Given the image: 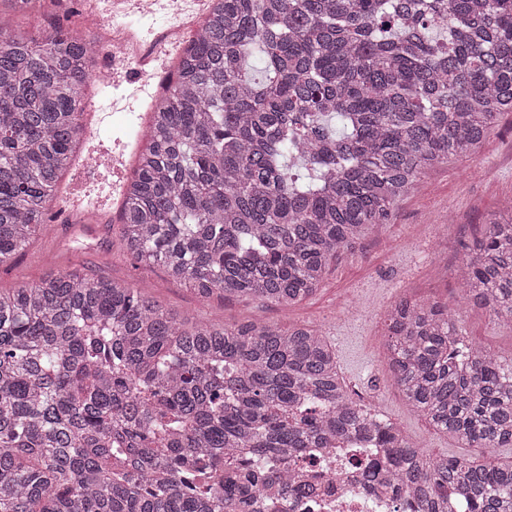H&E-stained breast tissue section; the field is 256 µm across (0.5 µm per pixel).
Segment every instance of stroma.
Wrapping results in <instances>:
<instances>
[{"label":"stroma","instance_id":"1","mask_svg":"<svg viewBox=\"0 0 512 512\" xmlns=\"http://www.w3.org/2000/svg\"><path fill=\"white\" fill-rule=\"evenodd\" d=\"M174 63V54L168 53L146 72L133 75L121 69L88 89L86 111L113 108L117 114L100 134L85 133L83 147H104L122 158L119 169L92 175L96 194L122 202L121 186L130 178L145 143L120 115L133 109L146 111ZM510 203L512 112L504 115L472 158H451L426 170L396 202L391 222L373 227L360 251L340 254L316 293L295 305L200 298L162 269L137 262L124 250L117 225L100 223L93 210L78 223L57 213L45 233L34 237L14 260L0 265V288L33 283L57 271H75L126 281L164 307L191 317L228 325L258 319L284 327L313 325L332 341L339 372L350 388L362 392L384 418L434 457L459 456L462 448L434 431L392 385L386 314L403 296L447 304L467 344L488 349L503 361L512 360V327L491 322L485 309L463 300L458 291L468 247L481 237L487 218Z\"/></svg>","mask_w":512,"mask_h":512}]
</instances>
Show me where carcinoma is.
Listing matches in <instances>:
<instances>
[{
    "label": "carcinoma",
    "mask_w": 512,
    "mask_h": 512,
    "mask_svg": "<svg viewBox=\"0 0 512 512\" xmlns=\"http://www.w3.org/2000/svg\"><path fill=\"white\" fill-rule=\"evenodd\" d=\"M12 14L40 0H0ZM0 265L47 230L81 151L90 38L0 34ZM262 61L257 77L252 58ZM512 112V0H219L155 97L120 237L203 297L299 303L390 222L418 177L467 158ZM459 292L512 324V216L490 218ZM391 380L470 456L434 458L353 399L317 328L217 324L128 284L64 272L0 290V512H233L270 460L339 441L411 512H512V362L448 311L387 313ZM286 483L273 512H292Z\"/></svg>",
    "instance_id": "obj_1"
}]
</instances>
